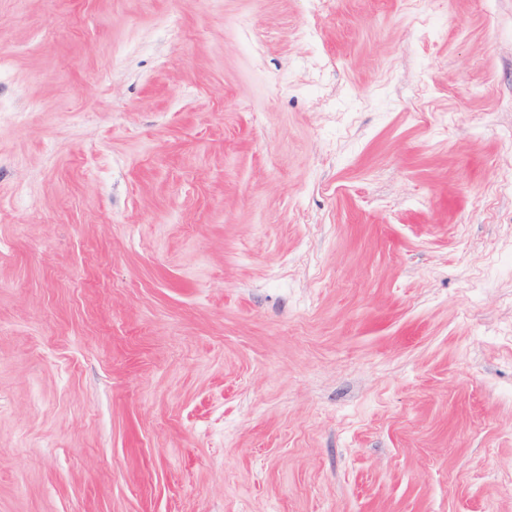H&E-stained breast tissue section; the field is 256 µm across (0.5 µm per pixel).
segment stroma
<instances>
[{
  "instance_id": "stroma-1",
  "label": "stroma",
  "mask_w": 512,
  "mask_h": 512,
  "mask_svg": "<svg viewBox=\"0 0 512 512\" xmlns=\"http://www.w3.org/2000/svg\"><path fill=\"white\" fill-rule=\"evenodd\" d=\"M0 512H512V0H0Z\"/></svg>"
}]
</instances>
